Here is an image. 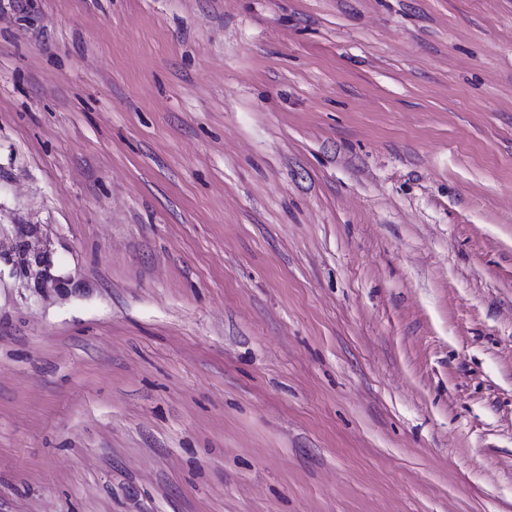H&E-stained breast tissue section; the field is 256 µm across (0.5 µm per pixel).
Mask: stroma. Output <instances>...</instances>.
I'll return each mask as SVG.
<instances>
[{
  "label": "stroma",
  "mask_w": 512,
  "mask_h": 512,
  "mask_svg": "<svg viewBox=\"0 0 512 512\" xmlns=\"http://www.w3.org/2000/svg\"><path fill=\"white\" fill-rule=\"evenodd\" d=\"M0 512H512V0H0Z\"/></svg>",
  "instance_id": "stroma-1"
}]
</instances>
